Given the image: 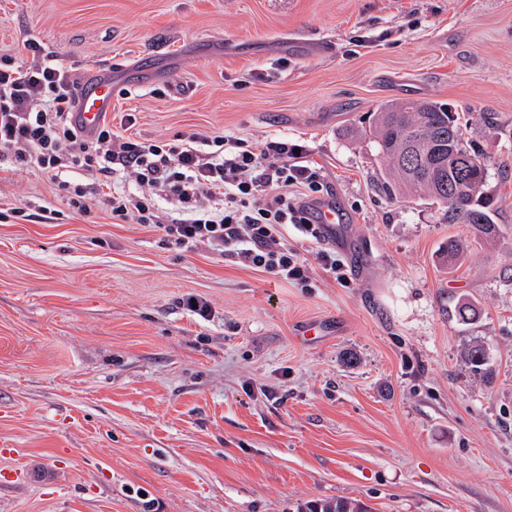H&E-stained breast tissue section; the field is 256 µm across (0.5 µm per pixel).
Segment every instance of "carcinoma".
<instances>
[{
	"mask_svg": "<svg viewBox=\"0 0 512 512\" xmlns=\"http://www.w3.org/2000/svg\"><path fill=\"white\" fill-rule=\"evenodd\" d=\"M370 142L385 162L378 187L389 196L405 195L439 205L450 224H468L474 237L493 244L500 237L495 224V199L485 193L487 165L464 138L461 117L434 101H392L374 114ZM472 163L461 175L450 156ZM472 370L486 374L488 354L481 345L465 352ZM296 512H369L359 500L344 498L308 500Z\"/></svg>",
	"mask_w": 512,
	"mask_h": 512,
	"instance_id": "obj_1",
	"label": "carcinoma"
}]
</instances>
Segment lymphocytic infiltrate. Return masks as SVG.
<instances>
[{"label":"lymphocytic infiltrate","instance_id":"lymphocytic-infiltrate-1","mask_svg":"<svg viewBox=\"0 0 512 512\" xmlns=\"http://www.w3.org/2000/svg\"><path fill=\"white\" fill-rule=\"evenodd\" d=\"M77 85L59 55L30 64L0 54V168L34 169L68 206H104L118 224H141L163 245L205 247L282 280L306 282V266L283 235L320 241L309 196L324 176L304 145L284 136L249 140L201 127L167 140L130 136L126 112L93 136L73 122Z\"/></svg>","mask_w":512,"mask_h":512}]
</instances>
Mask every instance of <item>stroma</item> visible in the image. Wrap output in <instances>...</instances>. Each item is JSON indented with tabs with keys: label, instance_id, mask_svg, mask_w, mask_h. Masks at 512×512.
I'll return each mask as SVG.
<instances>
[{
	"label": "stroma",
	"instance_id": "obj_1",
	"mask_svg": "<svg viewBox=\"0 0 512 512\" xmlns=\"http://www.w3.org/2000/svg\"><path fill=\"white\" fill-rule=\"evenodd\" d=\"M28 39L73 80L115 69L111 116L137 113L142 137L302 143L346 215L349 281L293 230L306 286L1 171L0 512H512V0H0V54L31 60ZM410 99L478 115L502 236L453 268L469 225L382 194L350 134ZM27 201L60 219L10 217ZM476 342L485 379L463 360ZM296 512H369L359 500L344 498L308 500L298 504Z\"/></svg>",
	"mask_w": 512,
	"mask_h": 512
}]
</instances>
